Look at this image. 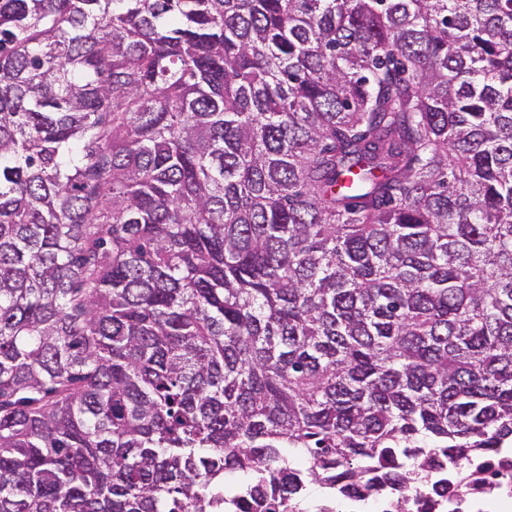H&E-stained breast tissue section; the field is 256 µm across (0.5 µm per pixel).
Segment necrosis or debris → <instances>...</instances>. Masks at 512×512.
Masks as SVG:
<instances>
[{
	"label": "necrosis or debris",
	"mask_w": 512,
	"mask_h": 512,
	"mask_svg": "<svg viewBox=\"0 0 512 512\" xmlns=\"http://www.w3.org/2000/svg\"><path fill=\"white\" fill-rule=\"evenodd\" d=\"M413 493L398 485L373 494L357 490L297 512H512V448L472 457L462 468L432 465Z\"/></svg>",
	"instance_id": "4bbe7bcc"
}]
</instances>
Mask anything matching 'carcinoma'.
Masks as SVG:
<instances>
[{
  "label": "carcinoma",
  "mask_w": 512,
  "mask_h": 512,
  "mask_svg": "<svg viewBox=\"0 0 512 512\" xmlns=\"http://www.w3.org/2000/svg\"><path fill=\"white\" fill-rule=\"evenodd\" d=\"M509 444L512 0H0V512Z\"/></svg>",
  "instance_id": "cac0c4a2"
}]
</instances>
